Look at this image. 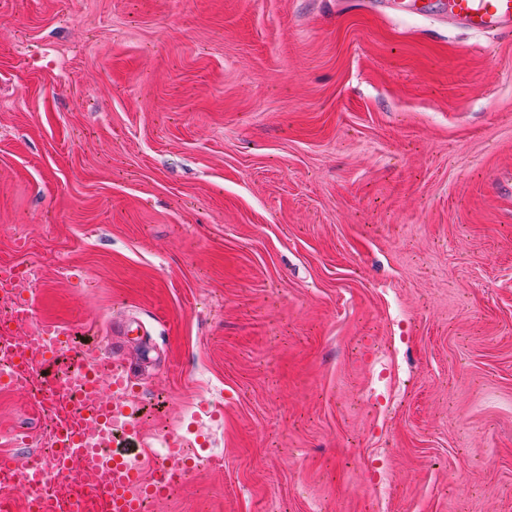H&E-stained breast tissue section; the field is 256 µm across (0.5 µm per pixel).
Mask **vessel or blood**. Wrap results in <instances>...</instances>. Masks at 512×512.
Listing matches in <instances>:
<instances>
[{
    "mask_svg": "<svg viewBox=\"0 0 512 512\" xmlns=\"http://www.w3.org/2000/svg\"><path fill=\"white\" fill-rule=\"evenodd\" d=\"M379 4L393 14H432L449 27L476 34L512 33V0H379ZM31 281L25 266L0 265V299L18 307L16 329L4 344L13 366L0 374V387L24 383L40 365L68 356L74 365L71 373L50 378L42 391V403L56 420V452L62 462L57 475L91 480L107 512H144L146 502L181 487L195 461L179 454L180 443L175 439L170 440L169 453L163 458L139 457L128 448L113 449L108 456L99 452V442L111 437L113 421L125 420L126 437L142 435L129 395L131 374L92 350L76 348L66 325L34 321L30 315ZM149 466L158 472L151 482L143 477ZM20 477L35 489L28 512H56L55 498L38 489L43 476L31 458L0 456V485Z\"/></svg>",
    "mask_w": 512,
    "mask_h": 512,
    "instance_id": "vessel-or-blood-1",
    "label": "vessel or blood"
}]
</instances>
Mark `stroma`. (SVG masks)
Returning a JSON list of instances; mask_svg holds the SVG:
<instances>
[{"label": "stroma", "instance_id": "35a3bbf8", "mask_svg": "<svg viewBox=\"0 0 512 512\" xmlns=\"http://www.w3.org/2000/svg\"><path fill=\"white\" fill-rule=\"evenodd\" d=\"M122 363L151 512H512V33L359 0H0V263ZM0 392V453L39 441Z\"/></svg>", "mask_w": 512, "mask_h": 512}]
</instances>
